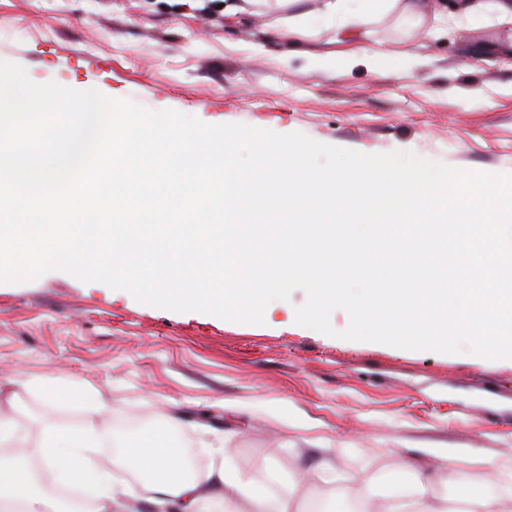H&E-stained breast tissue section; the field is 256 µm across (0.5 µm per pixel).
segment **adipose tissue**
Returning <instances> with one entry per match:
<instances>
[{"instance_id": "1", "label": "adipose tissue", "mask_w": 512, "mask_h": 512, "mask_svg": "<svg viewBox=\"0 0 512 512\" xmlns=\"http://www.w3.org/2000/svg\"><path fill=\"white\" fill-rule=\"evenodd\" d=\"M395 15L404 22L419 25L423 16L415 0H321L315 15L291 13L279 18L286 37L311 31L312 18L335 23L332 50L317 54L316 60L329 67H344L364 62L372 68H395L411 64L409 54H390L367 44L371 23ZM489 25L512 24V0H435L429 36L436 37L451 29L463 30L473 17ZM95 438L88 431H55L43 440L42 449L49 467L65 483L93 482V512H114L120 492L109 475L99 472L90 456ZM436 461L412 456L406 463L412 471V485L389 487L383 493L362 485L339 487V474L322 458L305 464L298 479L288 484L280 495H272L237 472L219 468L207 478L189 474L181 449L153 446L141 437L129 443L121 462L131 464L144 479L145 500L152 512H205L207 505L219 504L224 512H298L295 495L298 488L321 484L336 486L328 512H353L362 505L363 512H447V501L438 497L435 486L449 482L440 466L447 460V450L436 452ZM36 493L26 451L0 458V500L30 504Z\"/></svg>"}]
</instances>
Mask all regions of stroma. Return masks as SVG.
<instances>
[{
	"label": "stroma",
	"mask_w": 512,
	"mask_h": 512,
	"mask_svg": "<svg viewBox=\"0 0 512 512\" xmlns=\"http://www.w3.org/2000/svg\"><path fill=\"white\" fill-rule=\"evenodd\" d=\"M279 14L228 16L209 0H0V60L36 83L93 85L209 124L512 174V69L479 53L512 40L511 25L473 19L466 39L427 42L431 64L411 71L336 72L309 61L328 31L288 43ZM423 40L390 16L369 45L414 53ZM14 393L0 458L24 448L38 460L48 432L93 430L94 463L129 489L122 512H144L143 481L110 446L149 430L193 449L198 474L223 466L280 486L317 448L375 487L403 473V448L512 462L511 361L334 338L279 309L261 325L177 313L59 271L0 283V396ZM212 427L230 437L223 454Z\"/></svg>",
	"instance_id": "1"
}]
</instances>
